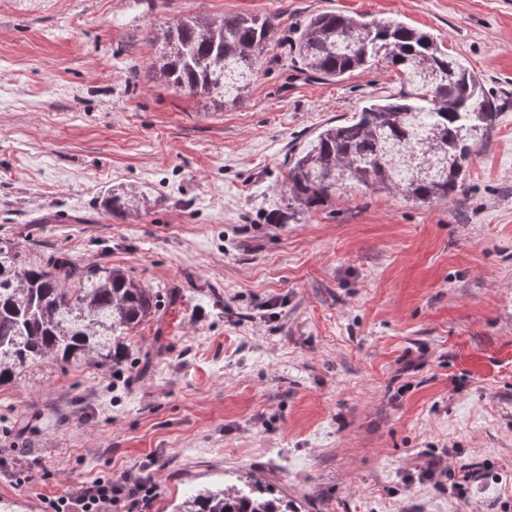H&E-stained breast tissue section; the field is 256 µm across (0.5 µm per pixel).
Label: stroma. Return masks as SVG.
Returning <instances> with one entry per match:
<instances>
[{"label": "stroma", "instance_id": "stroma-1", "mask_svg": "<svg viewBox=\"0 0 512 512\" xmlns=\"http://www.w3.org/2000/svg\"><path fill=\"white\" fill-rule=\"evenodd\" d=\"M322 11L429 32L503 100L463 195L289 209L291 151L402 86L383 60L303 74ZM227 14L278 22L240 103L156 76L152 30ZM129 184L152 202L113 218L100 191ZM4 236L123 268L160 308L116 370L0 387V498L144 469L150 512L253 475L292 512H512V0H0Z\"/></svg>", "mask_w": 512, "mask_h": 512}]
</instances>
